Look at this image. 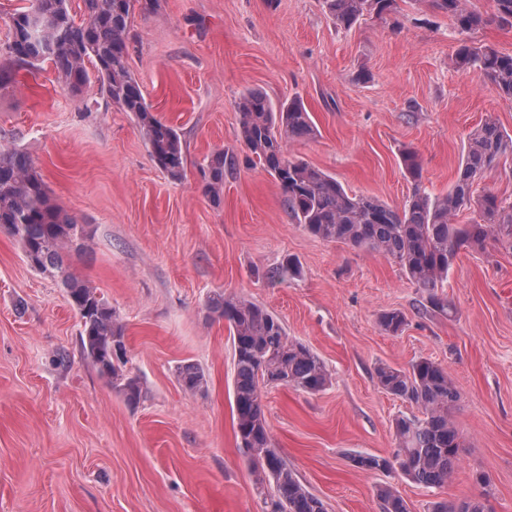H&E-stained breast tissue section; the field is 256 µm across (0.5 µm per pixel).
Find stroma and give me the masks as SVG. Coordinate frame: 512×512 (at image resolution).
<instances>
[{"label":"stroma","mask_w":512,"mask_h":512,"mask_svg":"<svg viewBox=\"0 0 512 512\" xmlns=\"http://www.w3.org/2000/svg\"><path fill=\"white\" fill-rule=\"evenodd\" d=\"M131 32L129 68L182 135L181 179L155 165L133 116L98 83L74 99L42 63L0 90V144L27 152L89 230L67 263L119 314L126 370L143 389L135 407L116 394L86 359L63 288L0 230V512H262L235 432L229 328L205 308L216 290L264 306L330 371L315 395L263 390L275 448L328 512H381V485L427 512L480 496V473L495 512H512V250L460 251L443 283L456 311H433L392 260L291 220L274 179L245 161L235 108L249 89L300 100L317 132L288 141L289 157L395 207L413 190L401 162L412 148L439 196L486 116L512 136V99L449 59L463 37L512 54V27L464 36L427 0H397L395 13L348 29L322 0H158ZM220 149L241 164L215 202L199 167ZM289 259L298 275L268 278ZM394 309L407 324L389 335L378 317ZM421 358L447 368L458 391L451 418L464 448L439 488L352 462L391 456L396 418L415 412L378 385L377 368ZM187 361L206 378L194 394L177 381Z\"/></svg>","instance_id":"35a3bbf8"}]
</instances>
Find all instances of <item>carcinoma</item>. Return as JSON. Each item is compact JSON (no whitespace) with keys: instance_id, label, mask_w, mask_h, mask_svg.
<instances>
[{"instance_id":"1","label":"carcinoma","mask_w":512,"mask_h":512,"mask_svg":"<svg viewBox=\"0 0 512 512\" xmlns=\"http://www.w3.org/2000/svg\"><path fill=\"white\" fill-rule=\"evenodd\" d=\"M30 5L10 17L6 50L10 63L53 64L63 89L82 95L96 80L103 95L133 115L152 161L171 178L181 177L186 163L180 132L151 111L141 85L128 63L132 37L130 19L135 11L149 13L157 0H81V18L71 14L69 0H29ZM336 24L351 27L366 11L386 15L396 0H323ZM430 7L455 20L462 32H471L496 20L512 25V0H492L494 11L485 15L468 0H426ZM95 73H90L86 64ZM461 70L476 69L500 95L512 98V55L489 46L462 42L451 58ZM240 112L239 138L256 162L279 184L288 214L308 233L327 242L367 248L397 263L407 278L427 293L428 302L443 315L452 312L439 294L442 282L459 253L467 247L482 251L488 240L512 250V202L487 193L474 198L473 184L491 172L501 156L512 153V136L488 118L469 136L455 182L448 193L432 197L421 184V164L411 149L401 153L413 193L403 208H393L370 196L348 193L333 175L305 161L288 157L287 141L308 138L315 132L310 113L299 101L274 105L260 91H246L236 103ZM236 170L234 157L219 150L200 169V189L216 202L224 190V175ZM475 207L480 221L457 224L466 207ZM0 229L21 245L27 264L35 271L59 278L70 307L79 316L84 351L104 354L114 339H125V325L109 301L88 281L64 265L74 241L90 235L56 204L31 157L12 146H0ZM208 314L229 325L234 352L233 400L240 448L263 496L264 512H327L324 501L311 493L274 448L262 388L289 386L316 394L330 383L321 358L299 340L288 336L281 320L265 307L242 296L216 291L206 301ZM379 325L396 334L406 325L399 310L380 314ZM109 380L129 405L143 397L139 380L120 366H110ZM379 386L414 405L421 416L395 419L397 450L390 457L353 458L366 471L399 470L425 487H440L460 460L462 436L450 417L458 392L446 368L419 359L409 369L381 366ZM184 391L195 393L205 385V374L195 363L178 367ZM382 512H409L405 499L389 487L377 489ZM428 512H485L481 499L460 504L430 503Z\"/></svg>"}]
</instances>
